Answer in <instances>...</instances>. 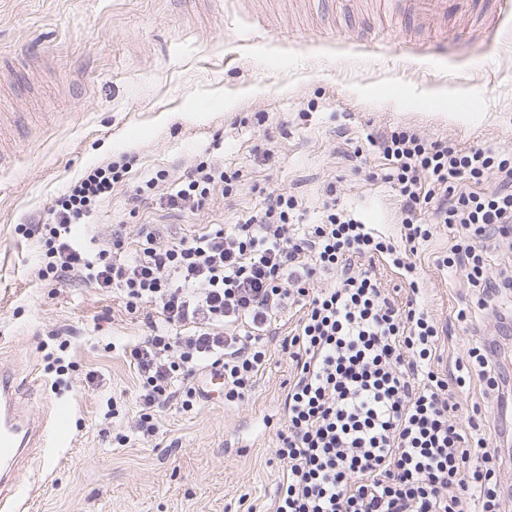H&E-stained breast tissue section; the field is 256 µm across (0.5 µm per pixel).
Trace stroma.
I'll use <instances>...</instances> for the list:
<instances>
[{
    "label": "stroma",
    "mask_w": 512,
    "mask_h": 512,
    "mask_svg": "<svg viewBox=\"0 0 512 512\" xmlns=\"http://www.w3.org/2000/svg\"><path fill=\"white\" fill-rule=\"evenodd\" d=\"M470 8L418 27L403 0H0V141L11 156L0 169V362L37 421L72 409L69 447L44 440L22 466L32 512H272L291 364L271 344L242 400L189 412L169 403L156 435L139 438L128 351L147 332L143 316L88 282L42 280L19 224L47 219L86 168L125 159L88 237L108 238L120 221L130 234L225 225L271 193L296 194L312 217L331 185L338 204L399 235L400 202L374 179L384 160L368 139L408 127L463 150L512 152V18L493 34L477 15L497 0ZM200 160L238 173L232 193L168 214L167 192ZM162 169L166 181L129 213L128 196ZM451 239L438 225L415 258L421 301L441 324L472 293L464 272L434 263ZM57 331L69 334L66 350ZM57 351L69 365L61 376L47 369ZM90 370L102 386L88 384ZM110 399L120 414L108 420Z\"/></svg>",
    "instance_id": "obj_1"
}]
</instances>
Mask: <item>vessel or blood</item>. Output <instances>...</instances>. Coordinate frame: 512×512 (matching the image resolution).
Here are the masks:
<instances>
[{"label": "vessel or blood", "instance_id": "1", "mask_svg": "<svg viewBox=\"0 0 512 512\" xmlns=\"http://www.w3.org/2000/svg\"><path fill=\"white\" fill-rule=\"evenodd\" d=\"M468 0H405L410 18L430 22L460 8ZM18 385L14 373L0 364V512H26L28 505L14 496L19 465L29 449L37 447L42 431L17 405ZM71 409L58 405L54 412L52 436L56 447H68Z\"/></svg>", "mask_w": 512, "mask_h": 512}]
</instances>
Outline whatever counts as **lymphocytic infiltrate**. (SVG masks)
<instances>
[{
  "label": "lymphocytic infiltrate",
  "mask_w": 512,
  "mask_h": 512,
  "mask_svg": "<svg viewBox=\"0 0 512 512\" xmlns=\"http://www.w3.org/2000/svg\"><path fill=\"white\" fill-rule=\"evenodd\" d=\"M372 145L386 161L383 180L401 199L396 238L332 203L296 230L303 202L281 193L232 226L175 232L163 247L159 225L142 224L134 238L116 229L92 250L79 229L122 181L127 167L114 162L72 182L51 207V222L19 230L41 247L42 278L77 277L117 291L130 314L155 305L144 314L147 336L129 351L141 382L136 430L145 437L157 431L156 408L174 400L193 408L199 393L190 380L199 370H222L225 399L242 398L266 365L280 314L298 308L281 342L294 371L277 431L273 512H507L496 445L502 424L477 405L463 413L458 397L476 382L485 397L512 402L504 355L480 338L477 320L512 321V273L487 269L490 251L512 249V154L460 150L408 128ZM230 181L199 162L166 204L179 213L202 209ZM429 208L431 223L423 217ZM438 223L452 230L453 242L436 265L465 271L473 296L455 321L474 342L451 372L438 354L451 330L418 303L413 277V257ZM365 257L408 276L405 300L360 266ZM319 273L331 276L330 287L309 291Z\"/></svg>",
  "instance_id": "1"
}]
</instances>
